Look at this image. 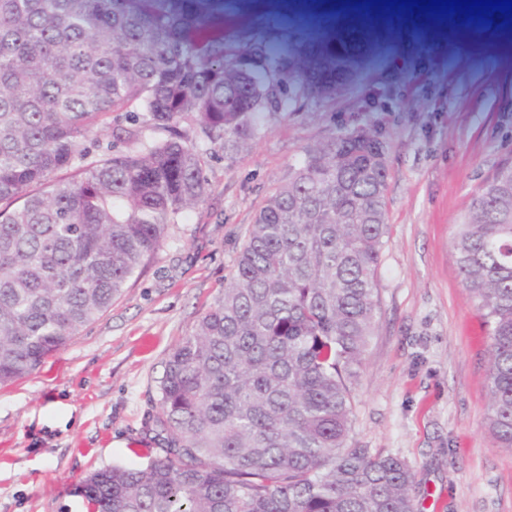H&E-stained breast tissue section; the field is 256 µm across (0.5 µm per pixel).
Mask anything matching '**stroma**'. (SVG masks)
<instances>
[{"instance_id": "1", "label": "stroma", "mask_w": 512, "mask_h": 512, "mask_svg": "<svg viewBox=\"0 0 512 512\" xmlns=\"http://www.w3.org/2000/svg\"><path fill=\"white\" fill-rule=\"evenodd\" d=\"M237 46L264 45L294 83L247 150L202 144L201 204L144 272L31 375L0 386V512H87L91 472L146 465L149 419L178 343L230 281L247 230L307 147L365 130L385 144L389 238L379 323L355 390L352 444L405 459L417 512H512V451L489 432L488 338L453 257L455 224L512 161V18L343 0H184Z\"/></svg>"}]
</instances>
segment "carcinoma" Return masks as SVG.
I'll return each mask as SVG.
<instances>
[{
	"label": "carcinoma",
	"mask_w": 512,
	"mask_h": 512,
	"mask_svg": "<svg viewBox=\"0 0 512 512\" xmlns=\"http://www.w3.org/2000/svg\"><path fill=\"white\" fill-rule=\"evenodd\" d=\"M281 83L262 47L179 0H0V385L112 305L205 200L197 141L233 158L263 112L288 111ZM145 124L168 137L144 143ZM382 147L351 132L305 150L165 363V448L88 474L89 512H415L409 465L349 444L388 234ZM452 249L488 328L487 424L512 451V162Z\"/></svg>",
	"instance_id": "1"
}]
</instances>
